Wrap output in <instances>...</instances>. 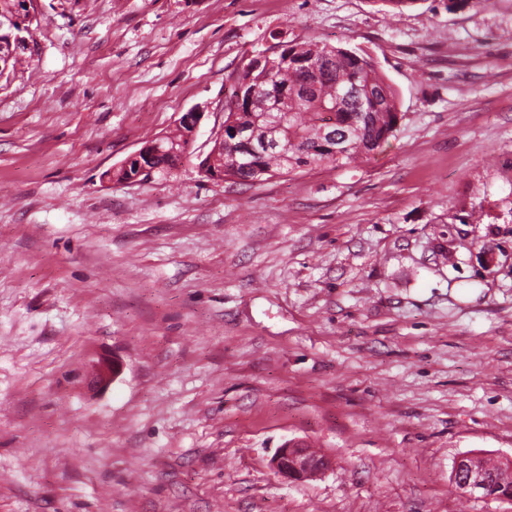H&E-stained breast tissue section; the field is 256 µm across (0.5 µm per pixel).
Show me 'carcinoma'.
Instances as JSON below:
<instances>
[{
  "label": "carcinoma",
  "mask_w": 512,
  "mask_h": 512,
  "mask_svg": "<svg viewBox=\"0 0 512 512\" xmlns=\"http://www.w3.org/2000/svg\"><path fill=\"white\" fill-rule=\"evenodd\" d=\"M284 66L268 74L250 60L231 76L224 125L275 131L284 149L266 152L250 141L228 137L214 160L224 175L250 182L260 173H289L324 165L352 163L376 151L393 136L398 94L368 54L323 42L281 44ZM264 91L269 111L250 107L252 88ZM187 128L156 140L153 165L172 169L194 155Z\"/></svg>",
  "instance_id": "1"
}]
</instances>
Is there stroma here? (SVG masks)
<instances>
[{"instance_id": "obj_1", "label": "stroma", "mask_w": 512, "mask_h": 512, "mask_svg": "<svg viewBox=\"0 0 512 512\" xmlns=\"http://www.w3.org/2000/svg\"><path fill=\"white\" fill-rule=\"evenodd\" d=\"M0 80V512H512V0H37ZM399 94L367 158L233 183L195 157L275 35ZM203 110L194 157L101 174ZM123 369L101 390V359ZM333 465L289 481L291 442ZM480 463L489 473L477 466L472 460L471 455H462L458 457L451 471V481L455 485L458 492L466 498H496L501 500L512 501V493L489 495L488 490L492 487H512V465L492 463L488 459L481 456Z\"/></svg>"}]
</instances>
